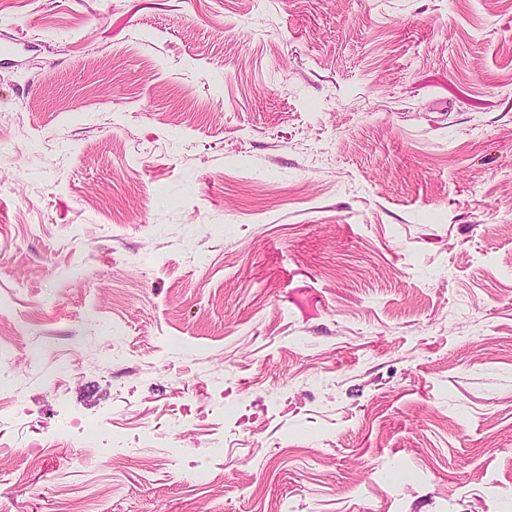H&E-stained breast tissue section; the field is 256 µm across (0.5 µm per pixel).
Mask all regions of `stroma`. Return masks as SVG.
Wrapping results in <instances>:
<instances>
[{"label":"stroma","instance_id":"1","mask_svg":"<svg viewBox=\"0 0 512 512\" xmlns=\"http://www.w3.org/2000/svg\"><path fill=\"white\" fill-rule=\"evenodd\" d=\"M1 42L0 512H512V0Z\"/></svg>","mask_w":512,"mask_h":512}]
</instances>
